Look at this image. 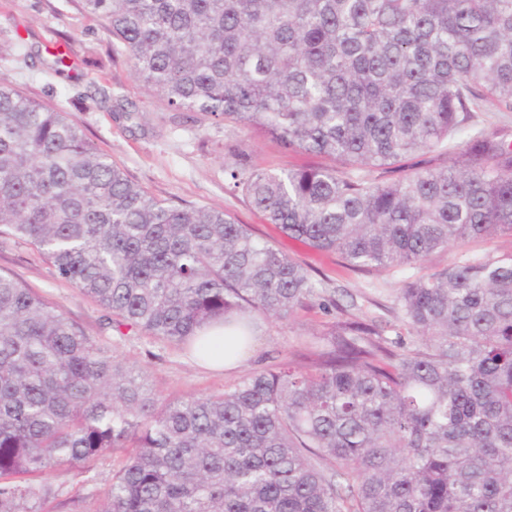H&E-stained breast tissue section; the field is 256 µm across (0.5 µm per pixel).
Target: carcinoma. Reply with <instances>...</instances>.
<instances>
[{"label": "carcinoma", "mask_w": 512, "mask_h": 512, "mask_svg": "<svg viewBox=\"0 0 512 512\" xmlns=\"http://www.w3.org/2000/svg\"><path fill=\"white\" fill-rule=\"evenodd\" d=\"M168 106L258 128L339 167L230 177L289 237L403 271L512 235V0H80ZM451 145L439 168H376ZM0 236L130 326L181 348L286 319L316 279L224 211L150 197L67 117L0 80ZM402 350L339 305L300 370L163 399L0 271V512L41 479L123 458L92 512H512V254L400 281ZM495 108L486 104L485 111L475 112L474 124L480 129L489 124L512 129V112H495Z\"/></svg>", "instance_id": "1"}]
</instances>
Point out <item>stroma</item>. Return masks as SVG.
<instances>
[{
    "instance_id": "1",
    "label": "stroma",
    "mask_w": 512,
    "mask_h": 512,
    "mask_svg": "<svg viewBox=\"0 0 512 512\" xmlns=\"http://www.w3.org/2000/svg\"><path fill=\"white\" fill-rule=\"evenodd\" d=\"M19 32L28 35L22 47L15 41ZM65 38L71 41L72 55L70 77L63 80L51 65L55 44ZM0 80L65 112L100 153L149 195L174 205L226 210L321 283V297L304 303L290 318L258 319L248 352L218 371L199 364L190 350L134 328H115L109 313L58 278L36 250L0 238V269L62 310L115 358L142 371L157 395L174 400L220 394L248 374L298 362L301 354L319 347L320 332L335 316L327 307L333 299L350 314L376 324L384 337L401 338L408 348L419 345V337L405 333L396 318L399 273L357 271L335 252L289 238L231 188L225 170L240 148L248 154L249 167L264 172L315 167L322 158L290 151L260 131L236 134L222 120L168 107L135 77L104 21L82 13L78 0H0ZM118 467L112 456L101 458L92 485L77 470L55 472L48 482L63 495L50 500L44 512H84L92 488L111 484Z\"/></svg>"
}]
</instances>
